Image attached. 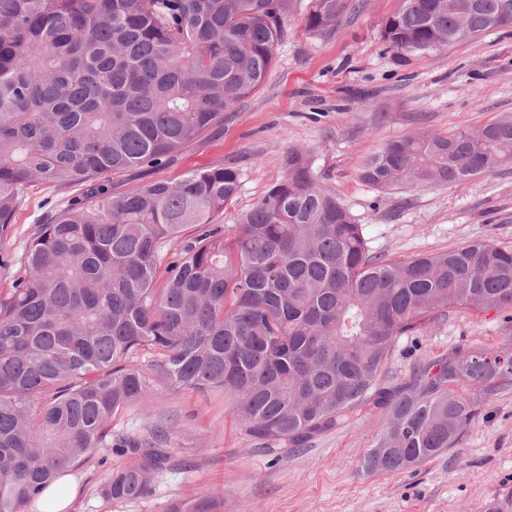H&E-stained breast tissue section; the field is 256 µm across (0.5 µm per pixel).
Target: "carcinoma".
Segmentation results:
<instances>
[{
    "instance_id": "cac0c4a2",
    "label": "carcinoma",
    "mask_w": 512,
    "mask_h": 512,
    "mask_svg": "<svg viewBox=\"0 0 512 512\" xmlns=\"http://www.w3.org/2000/svg\"><path fill=\"white\" fill-rule=\"evenodd\" d=\"M293 2L0 0V241L31 184L86 188L0 260V512L35 504L99 448L130 458L102 499L147 493L168 454L112 439V418L150 393L142 351L170 386L224 391L242 431L267 442L296 446L374 402L387 421L363 457L368 474L455 447L512 386V346L455 348L382 385L397 339L448 308L512 311V245L375 255L300 147L231 227L218 219L238 192L233 166L111 191L110 178L166 165L262 86ZM349 7L312 0L306 32L333 35ZM507 27L512 0H403L380 38L404 56ZM511 163L508 114L388 141L359 177L381 190L454 186ZM169 512L216 509L193 499Z\"/></svg>"
}]
</instances>
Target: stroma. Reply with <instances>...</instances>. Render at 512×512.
Returning a JSON list of instances; mask_svg holds the SVG:
<instances>
[{"label":"stroma","instance_id":"35a3bbf8","mask_svg":"<svg viewBox=\"0 0 512 512\" xmlns=\"http://www.w3.org/2000/svg\"><path fill=\"white\" fill-rule=\"evenodd\" d=\"M311 0H296L288 36L265 82L225 113L224 123L186 144L162 167L129 170L110 180L113 192L231 164L239 192L221 219L233 226L284 176L291 146L306 149L322 184L350 209L373 253L394 260L442 252L474 240L512 244V167L455 186L377 190L359 169L383 143L419 133L475 129L512 113V28L427 54L399 57L379 40L402 0H351L352 9L328 38L311 37L303 18ZM74 189L37 185L21 203L0 256L19 254L30 229ZM512 341L505 314L450 308L394 346L386 384L405 383L426 361L456 347L497 349ZM147 403L112 420L117 436L161 433L172 455L145 496L104 501L108 473L124 466L119 451L70 472L65 512H168L186 498L223 499L222 512H512V387L500 391L468 425L460 443L409 472L368 474L361 460L386 415L366 403L339 428L300 446L247 437L224 393L169 387L153 378Z\"/></svg>","mask_w":512,"mask_h":512}]
</instances>
